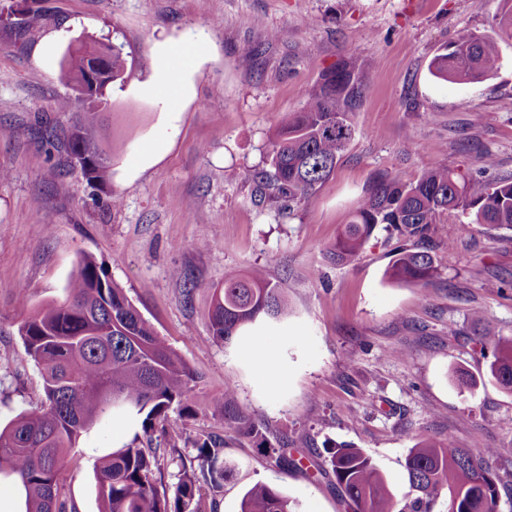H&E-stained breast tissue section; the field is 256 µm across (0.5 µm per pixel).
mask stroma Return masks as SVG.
Here are the masks:
<instances>
[{
  "mask_svg": "<svg viewBox=\"0 0 512 512\" xmlns=\"http://www.w3.org/2000/svg\"><path fill=\"white\" fill-rule=\"evenodd\" d=\"M48 19L17 45L0 27V424L43 395L19 324L62 299L82 254L93 255L160 336L197 372V396L232 384L238 404L262 421L274 453L227 434L236 466L223 489H203L198 512H240L263 482L295 512H347L322 477L330 448L351 445L373 459L396 495L420 440L488 446L512 459V392L490 375L491 351L476 327L512 336V230L479 224L460 232L454 258L436 251L427 288L386 274L403 238L377 227L358 261L339 266L328 249L358 200L381 176L417 180L447 164L495 179L512 176V43L485 80L435 78L429 65L464 30L495 31L499 0H45ZM276 39H268V32ZM93 35L123 44L125 88L114 89L105 134L115 147L111 186L120 208L94 206L75 171L59 172L34 130L48 115L67 130L74 98L60 78L68 43ZM196 42L205 58L194 78L174 144L136 178L123 169L145 141L169 137L163 97L130 91L149 72L157 42ZM346 61L373 86L354 115L356 134L322 186L304 200L261 196L253 172L269 169V137L297 111L301 93ZM417 130L416 148L407 133ZM495 159L486 168V156ZM211 239L215 248H200ZM263 266L288 296V316L244 328L228 345L209 332V297L185 298L183 274L220 283L226 273ZM479 310L481 324L470 313ZM457 335H449V324ZM262 341L274 371L262 373L249 346ZM407 350L404 360L388 349ZM210 417L187 422L186 440L165 459L167 487L179 482L194 442L215 430ZM138 421L98 419L83 433L60 477L67 512H99L94 463L131 442L146 445Z\"/></svg>",
  "mask_w": 512,
  "mask_h": 512,
  "instance_id": "obj_1",
  "label": "stroma"
}]
</instances>
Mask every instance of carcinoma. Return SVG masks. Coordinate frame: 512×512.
Returning <instances> with one entry per match:
<instances>
[{"mask_svg": "<svg viewBox=\"0 0 512 512\" xmlns=\"http://www.w3.org/2000/svg\"><path fill=\"white\" fill-rule=\"evenodd\" d=\"M497 36L466 31L435 55L432 75L474 83L499 67L501 43L512 40V0H500ZM46 19L41 0H24L7 25L22 41ZM106 61L112 82L93 88L87 74L92 52ZM61 78L77 93L84 111L63 141L47 119H40L43 139L56 148L62 166L79 165L87 183L108 194L117 208L121 198L109 183L113 152L102 144L101 114L115 86L123 85V45L86 36L71 42L62 57ZM370 83L343 62L303 91L299 111L290 112L272 131L271 167L255 175L270 200L305 199L333 174L355 135L354 112L370 93ZM385 224L412 247L398 252L388 269L397 283L429 286L438 273L429 248L438 224H482L512 230V179L484 180L446 165L429 168L413 182L385 175L372 184L328 250L337 264L359 256L376 226ZM186 295L204 288L210 295L209 329L229 344L258 319L288 315V299L260 266L229 273L224 283L189 281ZM27 355L40 368L43 398L0 427V477L12 480L25 501V512H66L59 476L82 434L102 415L126 412L141 420L145 436L159 430L162 445L129 444L97 459L100 512H195L203 487L215 492L233 473L224 460L226 441L210 432L195 441L197 464L184 469L174 492L162 482V461L179 451L182 431L167 428L171 415L194 419L210 413L257 448H269L263 423L237 404L235 390L203 401L195 397L200 377L158 335L152 325L112 283L89 255L78 261L62 302L49 304L18 326ZM476 344L493 348L490 374L512 391V338L477 333ZM496 451L475 454L454 446L451 438L427 439L409 451L405 468L409 492L402 499L387 487L372 458L360 448L330 452L329 468L349 512H434L448 494V512H497L501 489L512 480V465L492 467ZM240 512H294L288 498L272 486L256 483L242 497Z\"/></svg>", "mask_w": 512, "mask_h": 512, "instance_id": "carcinoma-1", "label": "carcinoma"}]
</instances>
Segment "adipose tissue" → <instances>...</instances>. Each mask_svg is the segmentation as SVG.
Masks as SVG:
<instances>
[{
  "label": "adipose tissue",
  "instance_id": "obj_1",
  "mask_svg": "<svg viewBox=\"0 0 512 512\" xmlns=\"http://www.w3.org/2000/svg\"><path fill=\"white\" fill-rule=\"evenodd\" d=\"M202 65L203 57L191 41L176 39L166 42L155 52L152 74L138 84L137 90L142 95L154 97L163 87L174 86L175 96L166 111V122L169 126H178L183 113V100L189 95L190 82Z\"/></svg>",
  "mask_w": 512,
  "mask_h": 512
}]
</instances>
